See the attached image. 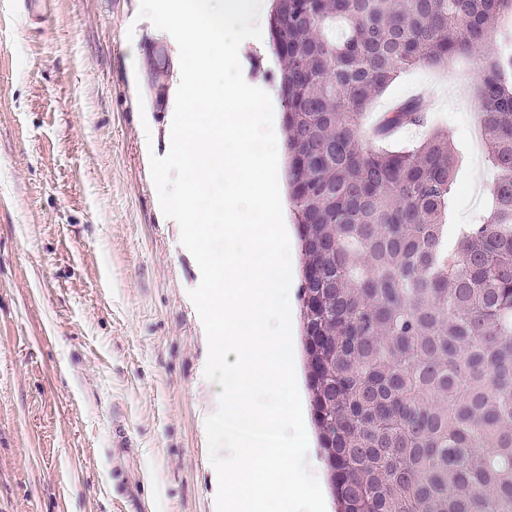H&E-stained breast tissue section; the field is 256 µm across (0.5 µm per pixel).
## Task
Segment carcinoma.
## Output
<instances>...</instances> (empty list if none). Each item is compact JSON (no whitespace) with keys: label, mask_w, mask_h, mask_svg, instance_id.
<instances>
[{"label":"carcinoma","mask_w":512,"mask_h":512,"mask_svg":"<svg viewBox=\"0 0 512 512\" xmlns=\"http://www.w3.org/2000/svg\"><path fill=\"white\" fill-rule=\"evenodd\" d=\"M314 420L339 512H512V0H272ZM467 56L491 208L448 239V132L401 72Z\"/></svg>","instance_id":"1"}]
</instances>
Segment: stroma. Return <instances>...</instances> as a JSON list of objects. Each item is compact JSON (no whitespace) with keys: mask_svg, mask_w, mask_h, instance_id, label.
<instances>
[{"mask_svg":"<svg viewBox=\"0 0 512 512\" xmlns=\"http://www.w3.org/2000/svg\"><path fill=\"white\" fill-rule=\"evenodd\" d=\"M139 9L0 0V512H216L201 272L149 164L170 147L179 49ZM245 46L284 135L281 66L268 39ZM428 86L463 224L491 188L468 59L404 71L371 114Z\"/></svg>","mask_w":512,"mask_h":512,"instance_id":"1","label":"stroma"}]
</instances>
